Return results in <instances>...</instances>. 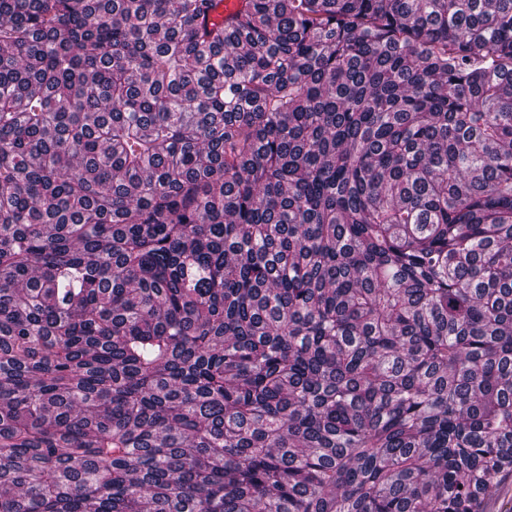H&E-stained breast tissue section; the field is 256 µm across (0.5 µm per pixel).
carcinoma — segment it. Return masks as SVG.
<instances>
[{"instance_id":"obj_1","label":"carcinoma","mask_w":512,"mask_h":512,"mask_svg":"<svg viewBox=\"0 0 512 512\" xmlns=\"http://www.w3.org/2000/svg\"><path fill=\"white\" fill-rule=\"evenodd\" d=\"M0 0V512H483L512 474V0Z\"/></svg>"}]
</instances>
